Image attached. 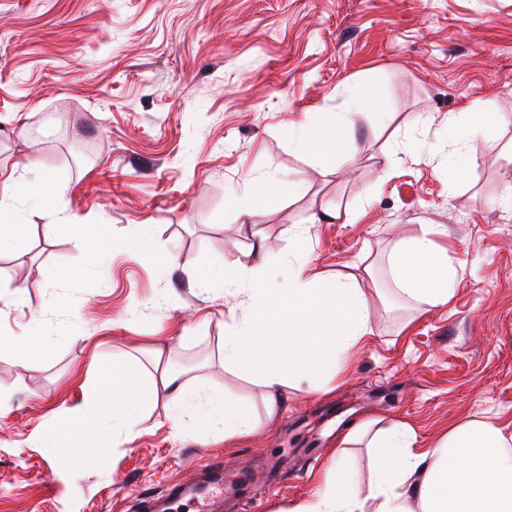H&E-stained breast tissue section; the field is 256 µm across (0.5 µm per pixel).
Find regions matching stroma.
<instances>
[{
    "label": "stroma",
    "mask_w": 512,
    "mask_h": 512,
    "mask_svg": "<svg viewBox=\"0 0 512 512\" xmlns=\"http://www.w3.org/2000/svg\"><path fill=\"white\" fill-rule=\"evenodd\" d=\"M350 85L392 120L363 110L331 174L283 126L345 111ZM474 100L504 123L495 144L470 140L454 186L448 115ZM34 162L67 217L112 240L100 265L49 285L45 272L83 266L81 242L34 197L16 203L28 235L0 254V512H147L144 498L211 473L234 488L217 512H291L323 489L335 449L367 486L369 448L341 442L364 419L407 425L418 451L456 421L512 432V0H0V168L26 180ZM269 180L300 188L243 223L238 205ZM324 208L339 219L311 223ZM428 225L457 278L447 307L421 311L388 255ZM300 229L311 272L355 273L369 301L373 334L326 389L286 388L279 415L231 445L173 431L161 397L105 464L57 471L70 434L48 418L83 406L112 360L261 403L222 365L234 300L199 274L253 265L258 239L288 263ZM35 328L54 344L20 363Z\"/></svg>",
    "instance_id": "stroma-1"
}]
</instances>
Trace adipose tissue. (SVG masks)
Listing matches in <instances>:
<instances>
[{"label":"adipose tissue","instance_id":"adipose-tissue-1","mask_svg":"<svg viewBox=\"0 0 512 512\" xmlns=\"http://www.w3.org/2000/svg\"><path fill=\"white\" fill-rule=\"evenodd\" d=\"M349 109L324 112L314 125L289 124L296 146L317 155L327 171H335L337 153L349 146L347 137L357 113L369 108L382 122L392 115L380 97H365L348 89ZM500 123L484 101H471L448 116V173L456 180L467 174L463 149L469 137L495 140ZM37 197L57 214L64 203L42 191L39 180H20L0 171V253L17 249L24 225L8 221L14 197ZM398 240L392 248L390 276L396 287L419 309L446 307L454 294L456 273L448 252L431 237ZM260 259L251 268L225 264L205 271L203 283L221 281L226 292L245 295L246 312L224 323L222 355L226 368L253 378L264 391L268 417L279 413L280 395L290 383L321 386L336 377L365 336L371 335L368 300L355 275L324 279L311 274L306 262L285 266ZM105 390L94 391L90 404L56 415L58 424L80 432L112 430L133 438L144 409L165 398L169 422L181 427L191 418L201 432L223 425L225 440L249 436L258 425L251 402L225 396L223 385L210 387L206 397L178 374L164 370L144 378L129 362L113 361L105 370ZM372 432L375 465L367 491H359L341 467H334L326 488L297 505L293 512H512V433L484 420L455 423L438 446L414 451L406 428L392 423L378 428L370 421L353 427V434Z\"/></svg>","mask_w":512,"mask_h":512}]
</instances>
